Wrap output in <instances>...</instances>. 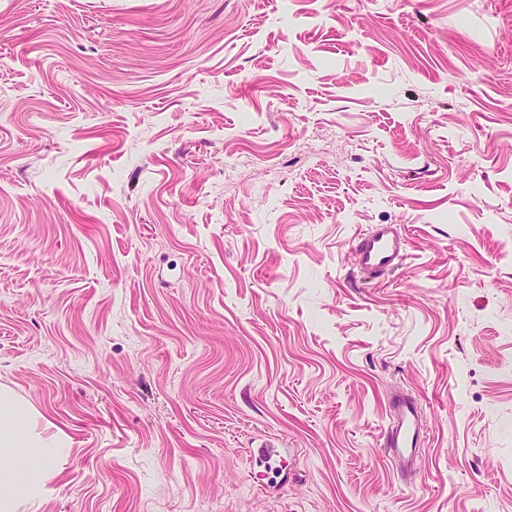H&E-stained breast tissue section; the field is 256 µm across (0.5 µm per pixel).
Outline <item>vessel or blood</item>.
Wrapping results in <instances>:
<instances>
[{
    "label": "vessel or blood",
    "mask_w": 512,
    "mask_h": 512,
    "mask_svg": "<svg viewBox=\"0 0 512 512\" xmlns=\"http://www.w3.org/2000/svg\"><path fill=\"white\" fill-rule=\"evenodd\" d=\"M406 257V239L393 224H377L363 233L354 249V264L364 278L395 270ZM390 422L383 446L388 457L401 471L417 465V450L427 421L415 402L395 394L389 398Z\"/></svg>",
    "instance_id": "vessel-or-blood-1"
}]
</instances>
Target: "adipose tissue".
<instances>
[{
    "label": "adipose tissue",
    "mask_w": 512,
    "mask_h": 512,
    "mask_svg": "<svg viewBox=\"0 0 512 512\" xmlns=\"http://www.w3.org/2000/svg\"><path fill=\"white\" fill-rule=\"evenodd\" d=\"M63 443L38 434L28 404L0 397V512H21L43 489L47 467Z\"/></svg>",
    "instance_id": "1"
}]
</instances>
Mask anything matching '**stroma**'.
<instances>
[{
	"label": "stroma",
	"instance_id": "obj_1",
	"mask_svg": "<svg viewBox=\"0 0 512 512\" xmlns=\"http://www.w3.org/2000/svg\"><path fill=\"white\" fill-rule=\"evenodd\" d=\"M0 393L31 512H512V0H0ZM406 255L405 236L394 224L372 226L353 252L354 265L366 279L395 270ZM28 404L0 397V511L19 512L37 499L43 489L47 467L65 444L44 438L34 430ZM389 406L390 422L382 446L397 468L412 471L427 427L426 417L412 399L403 395L390 396Z\"/></svg>",
	"mask_w": 512,
	"mask_h": 512
}]
</instances>
